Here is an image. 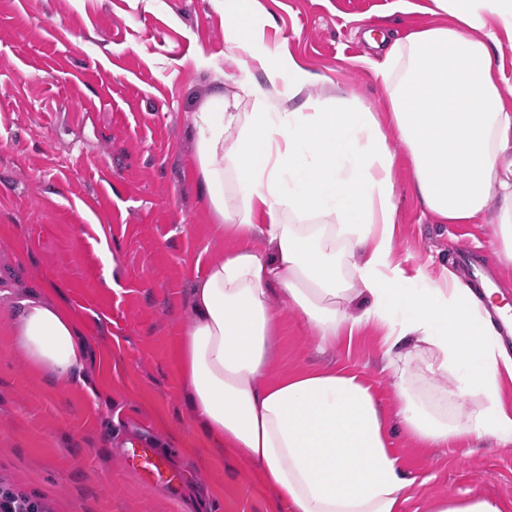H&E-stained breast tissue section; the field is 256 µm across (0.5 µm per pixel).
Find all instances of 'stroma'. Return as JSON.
Wrapping results in <instances>:
<instances>
[{
    "mask_svg": "<svg viewBox=\"0 0 512 512\" xmlns=\"http://www.w3.org/2000/svg\"><path fill=\"white\" fill-rule=\"evenodd\" d=\"M428 0H248L271 51L335 91L383 111L365 39L402 40L440 23ZM240 55L224 0H0V291L30 292L73 314L87 361L74 382L37 379L6 334L0 303V476L53 512H269L259 472L225 457L189 408L177 352L193 320L194 278L232 247L196 186L193 114L215 86L233 92ZM396 256L440 270L452 245L487 250L512 305V264L488 224H439L411 194L398 158ZM352 371L370 384L391 449L414 480L403 512L465 491L512 503V443L420 448L405 434L381 332L320 347L285 311L272 376ZM155 441L182 475L148 487L122 458Z\"/></svg>",
    "mask_w": 512,
    "mask_h": 512,
    "instance_id": "stroma-1",
    "label": "stroma"
}]
</instances>
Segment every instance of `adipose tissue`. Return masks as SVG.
I'll return each mask as SVG.
<instances>
[{
	"mask_svg": "<svg viewBox=\"0 0 512 512\" xmlns=\"http://www.w3.org/2000/svg\"><path fill=\"white\" fill-rule=\"evenodd\" d=\"M429 11L448 23L389 44L373 63L385 88L381 118L339 95L310 96L315 74L259 51L243 0H224V28L245 60L237 93L214 90L194 112L195 159L220 232L247 245L195 280L179 368L204 432L259 470L273 512H401L413 484L361 377L320 369L268 379L277 293L321 343L368 324L383 330L403 429L420 446L512 442L502 403L512 353L483 296L456 274L408 269L394 256L388 144L396 138L410 158L413 193L439 223L493 212L499 256L512 263V110L492 54L501 36L512 39V0H430ZM491 15L499 30L488 29ZM11 315L14 347L33 372L72 381L87 356L72 316L35 294ZM447 376L453 397L472 404L454 419L420 386Z\"/></svg>",
	"mask_w": 512,
	"mask_h": 512,
	"instance_id": "adipose-tissue-1",
	"label": "adipose tissue"
}]
</instances>
